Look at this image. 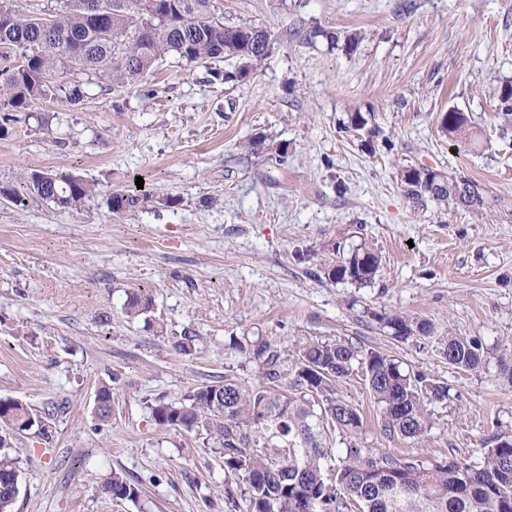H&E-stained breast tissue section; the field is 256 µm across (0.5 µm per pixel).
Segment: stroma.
Here are the masks:
<instances>
[{"instance_id": "1", "label": "stroma", "mask_w": 512, "mask_h": 512, "mask_svg": "<svg viewBox=\"0 0 512 512\" xmlns=\"http://www.w3.org/2000/svg\"><path fill=\"white\" fill-rule=\"evenodd\" d=\"M228 25L271 30V54L243 81L157 62L124 89L88 85L78 106L40 104L39 127L17 113L0 139V181L33 170L74 173L98 194L78 210L35 195L0 199V397L46 418L51 441L12 438L19 461L13 512H248L205 436L159 428L157 403L233 376L260 381L238 344H269L290 379L302 342L345 341L447 384L428 404L425 446L382 431L381 405L359 374L336 395L361 412L349 444L430 464L479 461L489 438L512 439V0H214ZM357 35L345 52L297 31ZM469 118L452 151L444 112ZM378 129L350 131L354 114ZM285 163L270 169V148ZM409 167L476 180L481 211L413 204ZM143 178L140 208L112 214L105 199ZM369 240L382 257L373 284L324 276L338 250ZM139 288L153 300L123 312ZM430 323L399 340L379 320ZM480 337L483 360L449 365V337ZM189 343V353L176 345ZM112 416L96 415L101 385ZM120 473L139 488L114 502L99 491Z\"/></svg>"}]
</instances>
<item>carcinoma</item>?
<instances>
[{
    "instance_id": "1",
    "label": "carcinoma",
    "mask_w": 512,
    "mask_h": 512,
    "mask_svg": "<svg viewBox=\"0 0 512 512\" xmlns=\"http://www.w3.org/2000/svg\"><path fill=\"white\" fill-rule=\"evenodd\" d=\"M10 16H0V138L9 133L14 112H29L37 102L53 99L70 106L86 95L76 80L54 76L85 74L87 83L126 87L170 55L176 63L238 62L235 71L210 70L215 80L243 81L253 65L268 56L271 32L253 26H228L215 18L213 0H60L59 8L35 15L10 0ZM21 60L11 63V52ZM441 129L460 147L468 141L467 117L444 113ZM405 194L414 203L426 196L442 203L479 211L485 204L478 184L428 168L402 173ZM35 194L61 209H80L96 195L94 184L75 174L34 170L23 183L0 182V197L20 205ZM147 197L117 189L108 194L112 213L138 208ZM381 256L362 242L348 256L324 268L335 281L359 288L372 284ZM151 299L129 295L126 313L143 315ZM401 340L426 335L428 324L400 315L383 316ZM448 364L474 370L483 359L476 337L449 338ZM262 365L263 381L247 386L226 376L224 383L202 385L179 405L152 408L161 428H181L216 441L223 449L224 473L244 485L250 512H512V440L490 438L480 461L455 458L430 466L372 450L349 451L336 467L331 459L333 434L356 435L363 426L360 411L336 397V380L361 370L370 394L383 406V430L416 443L427 441L432 423L426 403L448 399V386L421 373L404 371L376 350L358 353L351 344H304L287 385L279 383V355L266 344L249 349ZM33 411L0 398V512H12L19 478L16 458L5 451L16 429ZM115 500H133L138 488L115 473L102 485Z\"/></svg>"
}]
</instances>
